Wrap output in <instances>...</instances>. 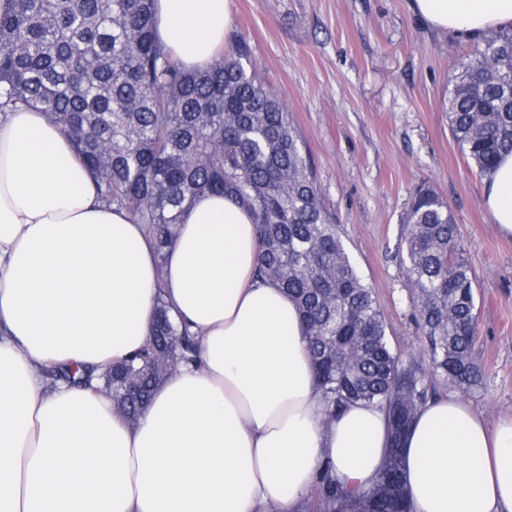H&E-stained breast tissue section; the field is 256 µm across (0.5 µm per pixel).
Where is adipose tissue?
Segmentation results:
<instances>
[{
  "label": "adipose tissue",
  "mask_w": 512,
  "mask_h": 512,
  "mask_svg": "<svg viewBox=\"0 0 512 512\" xmlns=\"http://www.w3.org/2000/svg\"><path fill=\"white\" fill-rule=\"evenodd\" d=\"M465 38L512 28V0H410ZM156 36L189 69L224 45L230 0H155ZM482 202L512 237V153ZM259 239L233 199L197 197L157 255L144 225L100 203L72 140L36 110H0V512H297L331 467L368 489L391 446L387 412L326 418L288 295L254 279ZM163 297L199 338L136 423L112 400L48 388L38 367L103 366L139 350ZM411 512H512V412L488 420L449 394L403 442Z\"/></svg>",
  "instance_id": "adipose-tissue-1"
}]
</instances>
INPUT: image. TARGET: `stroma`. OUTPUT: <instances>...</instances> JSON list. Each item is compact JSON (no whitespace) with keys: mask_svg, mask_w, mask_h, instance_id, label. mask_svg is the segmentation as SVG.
Here are the masks:
<instances>
[{"mask_svg":"<svg viewBox=\"0 0 512 512\" xmlns=\"http://www.w3.org/2000/svg\"><path fill=\"white\" fill-rule=\"evenodd\" d=\"M224 40L286 105L327 212L375 291L401 354L421 355L423 329L398 246L415 191L433 188L458 226L476 276L474 355L481 384L467 402L512 412V238L481 204L483 178L448 128L444 99L477 45L440 33L409 0H230Z\"/></svg>","mask_w":512,"mask_h":512,"instance_id":"stroma-1","label":"stroma"}]
</instances>
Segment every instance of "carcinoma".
<instances>
[{
    "label": "carcinoma",
    "instance_id": "obj_1",
    "mask_svg": "<svg viewBox=\"0 0 512 512\" xmlns=\"http://www.w3.org/2000/svg\"><path fill=\"white\" fill-rule=\"evenodd\" d=\"M154 0H15L0 15V97L43 112L73 139L98 199L146 227L158 252L196 197L235 198L256 224L255 277L282 288L305 323L326 415L352 402L386 407L392 446L373 486L347 494L320 471L299 512H410L402 439L418 409L447 381L480 384L473 356L475 277L457 224L434 189L420 187L400 245L425 336L427 365L395 352L373 289L326 213L315 172L280 99L244 61L239 43L203 70L159 44ZM444 100L453 137L476 172L512 152V29L483 39ZM151 339L108 367H39L46 384L112 387L115 411L137 419L159 384L196 357L195 333L162 296Z\"/></svg>",
    "mask_w": 512,
    "mask_h": 512
}]
</instances>
